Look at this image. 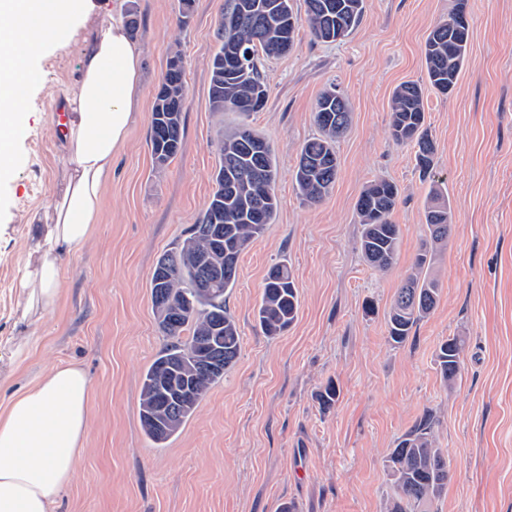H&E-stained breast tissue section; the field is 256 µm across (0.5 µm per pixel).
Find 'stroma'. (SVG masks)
<instances>
[{
  "instance_id": "stroma-1",
  "label": "stroma",
  "mask_w": 512,
  "mask_h": 512,
  "mask_svg": "<svg viewBox=\"0 0 512 512\" xmlns=\"http://www.w3.org/2000/svg\"><path fill=\"white\" fill-rule=\"evenodd\" d=\"M453 0H364L359 25L322 43L300 25L285 55L265 60L269 95L242 117L210 107V63L224 0H195L180 26L181 0H130L143 46V96L118 156L94 237L64 258V307L35 328L41 347L25 371L0 385V403L56 364L75 361L93 389L87 445L54 512H385L393 485L386 460L426 413L448 458V485L430 512H512V0H469L467 65L454 91L427 89L436 148L423 176L410 145L388 135L400 83L425 82V41ZM42 82L28 95L17 168L0 184V340L14 335L22 301L26 221L46 206L61 168L56 109L79 76L80 44L58 26L34 27ZM180 46L187 100L177 157L156 166L149 144L155 93L169 51ZM336 86L351 108L336 142V183L318 204L297 195L302 145L318 133L313 107ZM248 123L275 153L280 206L239 259L226 305L241 332L240 355L194 416L164 444L144 433V372L165 339L152 306L159 258L184 239L206 207L218 164V123ZM399 188L392 221L399 255L386 273L365 262L355 203L373 179ZM453 211L435 265L434 310L398 346L386 315L425 237L432 181ZM288 264L299 292L294 323L265 336L254 310L264 277ZM466 339L460 373L446 385L439 343ZM336 402L321 408L327 383Z\"/></svg>"
}]
</instances>
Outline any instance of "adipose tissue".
<instances>
[{
	"label": "adipose tissue",
	"mask_w": 512,
	"mask_h": 512,
	"mask_svg": "<svg viewBox=\"0 0 512 512\" xmlns=\"http://www.w3.org/2000/svg\"><path fill=\"white\" fill-rule=\"evenodd\" d=\"M82 0H0V181L9 179L15 143L26 126L25 95L40 79L32 27L46 18L76 35ZM82 75L64 89L69 119L62 134V183L30 225L16 290L25 332L0 346V383L25 368L39 348L31 330L62 303L63 259L87 243L100 220L112 165L126 145L140 103L141 48L121 4L85 40ZM92 386L76 362L38 375L0 403V512H53L69 484L89 430Z\"/></svg>",
	"instance_id": "ef3b65f1"
}]
</instances>
